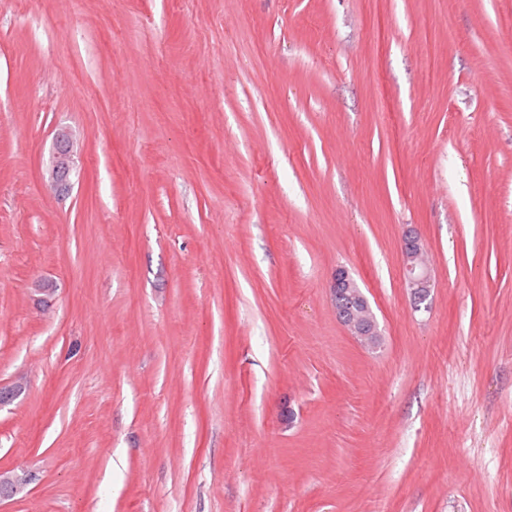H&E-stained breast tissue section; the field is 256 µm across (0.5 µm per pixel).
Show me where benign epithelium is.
<instances>
[{
  "mask_svg": "<svg viewBox=\"0 0 512 512\" xmlns=\"http://www.w3.org/2000/svg\"><path fill=\"white\" fill-rule=\"evenodd\" d=\"M73 152V132L66 127L58 129L48 174L55 193L60 196L68 194L72 187ZM401 250L405 288L415 299L428 298L432 288V275L421 237L412 230L407 231ZM331 295L336 317L351 337L365 347L372 344L380 331L376 321L370 316L372 308L369 301L361 289L354 287L348 268L338 267L333 272ZM35 480V474L29 470L0 469V488L5 490L0 498H15L27 493Z\"/></svg>",
  "mask_w": 512,
  "mask_h": 512,
  "instance_id": "1",
  "label": "benign epithelium"
}]
</instances>
